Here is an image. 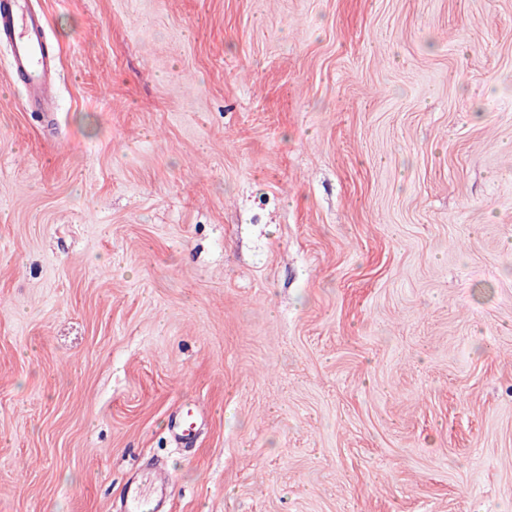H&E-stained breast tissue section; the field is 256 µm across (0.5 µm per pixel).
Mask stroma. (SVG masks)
<instances>
[{
	"mask_svg": "<svg viewBox=\"0 0 512 512\" xmlns=\"http://www.w3.org/2000/svg\"><path fill=\"white\" fill-rule=\"evenodd\" d=\"M32 2L0 512H512V0ZM47 20L30 0L0 1V43L10 51V70L22 82L29 103L49 105L56 93L57 52ZM201 412L196 407H190L172 417L169 424V432L178 443H183L196 429Z\"/></svg>",
	"mask_w": 512,
	"mask_h": 512,
	"instance_id": "obj_1",
	"label": "stroma"
}]
</instances>
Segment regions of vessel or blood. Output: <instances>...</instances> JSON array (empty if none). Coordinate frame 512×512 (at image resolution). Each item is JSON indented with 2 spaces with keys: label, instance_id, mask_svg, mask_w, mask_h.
I'll list each match as a JSON object with an SVG mask.
<instances>
[{
  "label": "vessel or blood",
  "instance_id": "obj_1",
  "mask_svg": "<svg viewBox=\"0 0 512 512\" xmlns=\"http://www.w3.org/2000/svg\"><path fill=\"white\" fill-rule=\"evenodd\" d=\"M47 20L31 0H0V43L10 51V70L22 82L28 102L50 104L56 93L57 52L48 38ZM200 412L190 407L172 417L169 432L184 442L196 429ZM125 512H163L161 500L144 503L140 485L131 484L124 497Z\"/></svg>",
  "mask_w": 512,
  "mask_h": 512
}]
</instances>
